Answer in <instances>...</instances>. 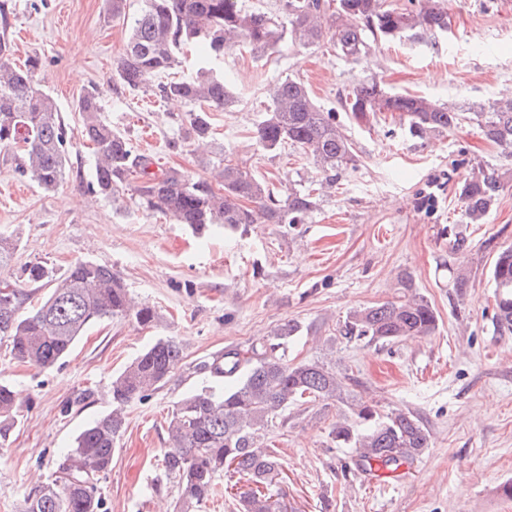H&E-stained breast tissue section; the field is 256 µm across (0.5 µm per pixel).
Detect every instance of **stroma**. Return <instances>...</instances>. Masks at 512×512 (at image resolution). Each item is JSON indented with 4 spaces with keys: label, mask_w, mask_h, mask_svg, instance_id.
I'll list each match as a JSON object with an SVG mask.
<instances>
[{
    "label": "stroma",
    "mask_w": 512,
    "mask_h": 512,
    "mask_svg": "<svg viewBox=\"0 0 512 512\" xmlns=\"http://www.w3.org/2000/svg\"><path fill=\"white\" fill-rule=\"evenodd\" d=\"M142 6L126 0L116 16L112 0H0L7 14L0 39L13 63L40 59L35 85L54 99L68 131L64 179L51 190L20 176L16 155L0 149V232L16 239L13 269L44 262L61 275L78 261L106 265L158 313L150 328L128 319L94 325L48 370L16 363L0 344V380L13 386L23 411L0 453V512H20L37 480L54 479L77 433L111 411L113 377L157 339L176 336L182 360L165 384L126 407L112 469L100 482L104 512L170 510L177 487L161 464L167 415L205 381L198 364L227 347L261 345L287 321L300 327L288 343L290 362L331 355L352 394L383 414L413 413L430 433L422 456L382 480L329 436L345 403L289 406L265 441L277 449L282 488L298 512H512L500 491L512 482V331L495 321L491 276L497 253L512 246V182L481 224L468 223L458 197L474 167L512 171V149L486 140L474 122L417 138L398 116L358 120L341 105L355 85L376 80L392 93L489 108L512 91V0H444L447 34L433 42L378 41L356 62L327 42L303 48L286 41L260 57L226 54L235 100L209 108L206 150L188 143L178 153L166 143L181 136L190 105L131 93L112 79ZM288 77L335 111L355 155L335 187L320 191L305 223L198 235L145 210L132 191L113 201L88 192L95 158L78 112L88 93L161 168L205 177L233 159L282 201L289 190L318 183L321 173L302 151L270 153L253 137L261 105ZM455 232L468 239L464 253L450 249ZM451 266L464 269L466 288H453ZM406 276L438 313L434 335L376 346L340 336L351 310L397 298Z\"/></svg>",
    "instance_id": "35a3bbf8"
}]
</instances>
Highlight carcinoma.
<instances>
[{"instance_id":"1","label":"carcinoma","mask_w":512,"mask_h":512,"mask_svg":"<svg viewBox=\"0 0 512 512\" xmlns=\"http://www.w3.org/2000/svg\"><path fill=\"white\" fill-rule=\"evenodd\" d=\"M324 0H279L277 12L252 11L242 0H146L133 18L130 35L113 71V81L130 92L156 98L180 99L201 105L188 113L184 138L171 140L175 152L185 140L205 142L211 134L203 106L222 107L232 100L224 74L208 66L233 51L254 55L290 40L317 46L324 39ZM330 42L336 53L356 59L370 42L409 33L434 39L448 29V13L438 0H423L407 11L386 0H338ZM194 45L203 66L195 74L162 81L178 65L184 46ZM9 47L0 42V147L20 151L18 173L46 190L65 174L67 130L53 100L35 87L39 60L22 66L8 59ZM158 82H153V79ZM342 107L358 119L376 112H396L407 119L412 135L423 138L475 120L492 143L512 149V95L495 102L487 112H469L439 104L427 97L385 91L376 81L360 83ZM82 136L95 156L90 191L112 197L130 188L141 205L201 234L213 226L229 231L258 221L302 224L314 209L315 190L292 192L280 202L269 185L256 179L232 159L213 169L211 176L193 179L177 168L151 170L154 157L137 152L129 140L101 117L92 94L78 103ZM262 148L284 146L301 150L336 186V170L353 161L348 136L336 124V113L318 105L307 86L288 78L278 83L270 104L253 130ZM506 176L479 167L459 188L468 223L481 224L504 188ZM15 239L0 234V274L10 270ZM497 288L495 319L512 330V247L501 250L492 265ZM45 283L48 294L32 301L27 287ZM409 294L350 312L340 328L349 341L392 343L408 337L430 336L439 328L436 310L412 291L411 277L400 280ZM0 343L12 359L35 369L56 365L92 325L114 318H132L141 326L157 321L156 310L139 303L120 275L90 261L74 263L58 276L46 264L25 266L15 280L0 279ZM298 332L287 321L278 326L261 348L227 349L203 365L212 381L179 401L168 421L169 446L162 466L176 479L175 512H198L213 499L216 478L224 470L242 476L247 489L238 494V512H293L286 492H267L280 474L276 454L264 445L262 431L288 409L308 398L344 400L346 378L320 361L290 364L281 351ZM182 359L180 343L160 338L112 380V410L85 426L58 464L59 476L32 488L22 512H102L98 482L112 467L114 443L125 425V408L143 400L163 383ZM354 422L344 417L330 431L333 442L355 449L360 467L394 474L429 447L430 434L421 420L401 411L379 415L373 401L355 397L348 402ZM19 403L7 383L0 382V445L18 423Z\"/></svg>"}]
</instances>
